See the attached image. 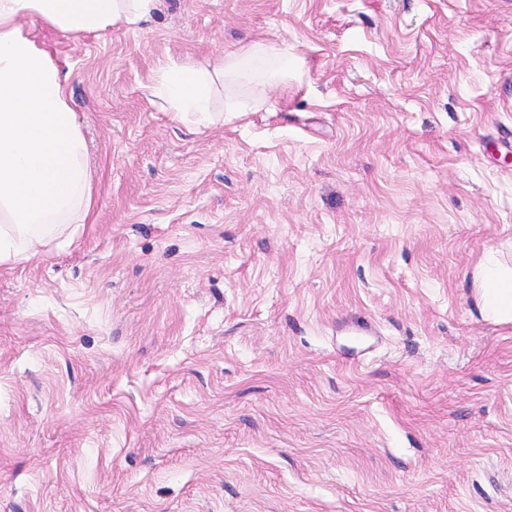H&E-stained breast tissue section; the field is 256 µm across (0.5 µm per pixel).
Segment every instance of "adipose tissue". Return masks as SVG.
Masks as SVG:
<instances>
[{
    "mask_svg": "<svg viewBox=\"0 0 512 512\" xmlns=\"http://www.w3.org/2000/svg\"><path fill=\"white\" fill-rule=\"evenodd\" d=\"M156 0H0V266L32 260L58 243L70 225L89 216L93 172L63 75L43 44L24 26L36 16L66 32L134 26ZM206 76L183 63L159 85L176 119L209 126L199 88ZM482 307L512 320V270L487 254L480 269Z\"/></svg>",
    "mask_w": 512,
    "mask_h": 512,
    "instance_id": "adipose-tissue-1",
    "label": "adipose tissue"
}]
</instances>
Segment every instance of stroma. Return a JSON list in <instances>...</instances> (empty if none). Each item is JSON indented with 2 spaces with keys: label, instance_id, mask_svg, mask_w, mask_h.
Here are the masks:
<instances>
[{
  "label": "stroma",
  "instance_id": "obj_1",
  "mask_svg": "<svg viewBox=\"0 0 512 512\" xmlns=\"http://www.w3.org/2000/svg\"><path fill=\"white\" fill-rule=\"evenodd\" d=\"M24 24L94 210L0 266V512H512V322L477 281L512 266V0ZM282 42L207 128L148 92Z\"/></svg>",
  "mask_w": 512,
  "mask_h": 512
}]
</instances>
